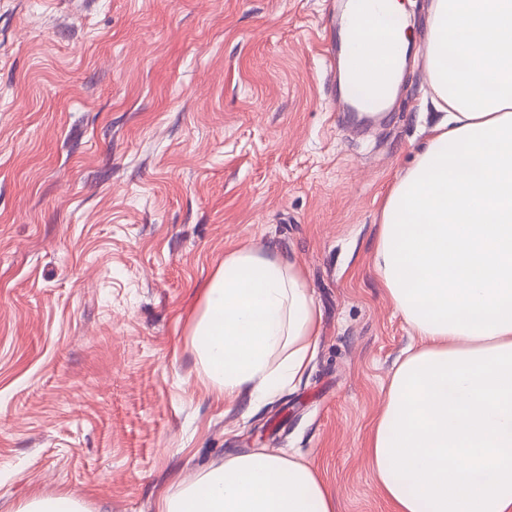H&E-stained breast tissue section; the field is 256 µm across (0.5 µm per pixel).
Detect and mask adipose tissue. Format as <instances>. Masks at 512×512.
<instances>
[{
    "mask_svg": "<svg viewBox=\"0 0 512 512\" xmlns=\"http://www.w3.org/2000/svg\"><path fill=\"white\" fill-rule=\"evenodd\" d=\"M441 117L384 199L372 249L419 340L397 362L368 464L391 512H512V0H431ZM322 315L277 245L227 251L189 326L199 377L255 408L293 387ZM158 512H336L318 471L265 450L175 482Z\"/></svg>",
    "mask_w": 512,
    "mask_h": 512,
    "instance_id": "obj_1",
    "label": "adipose tissue"
}]
</instances>
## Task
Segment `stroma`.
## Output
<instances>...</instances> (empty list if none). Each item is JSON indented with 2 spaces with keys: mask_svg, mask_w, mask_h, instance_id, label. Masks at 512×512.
Listing matches in <instances>:
<instances>
[{
  "mask_svg": "<svg viewBox=\"0 0 512 512\" xmlns=\"http://www.w3.org/2000/svg\"><path fill=\"white\" fill-rule=\"evenodd\" d=\"M385 119L343 118L341 0H0V512L72 493L157 512L174 479L264 448L338 512H389L367 466L411 341L370 253L429 136L422 34ZM275 243L322 312L300 383L251 416L201 383L187 327L226 251Z\"/></svg>",
  "mask_w": 512,
  "mask_h": 512,
  "instance_id": "1",
  "label": "stroma"
}]
</instances>
